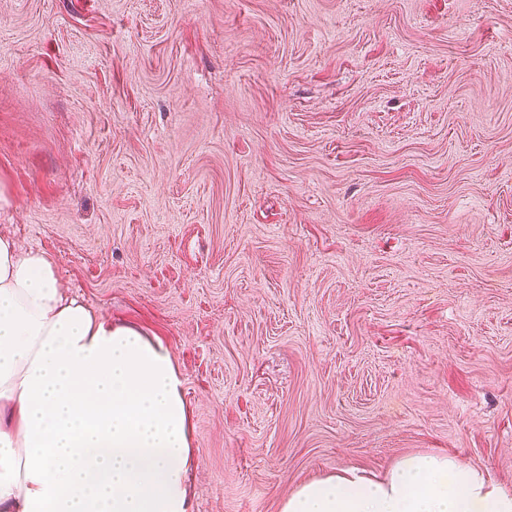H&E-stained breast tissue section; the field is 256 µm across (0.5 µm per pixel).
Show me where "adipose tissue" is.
<instances>
[{"label":"adipose tissue","mask_w":512,"mask_h":512,"mask_svg":"<svg viewBox=\"0 0 512 512\" xmlns=\"http://www.w3.org/2000/svg\"><path fill=\"white\" fill-rule=\"evenodd\" d=\"M191 465L170 351L0 236V512H188ZM282 512H512V491L423 453L380 478L342 469L303 484Z\"/></svg>","instance_id":"ef3b65f1"}]
</instances>
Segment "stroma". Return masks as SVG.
Listing matches in <instances>:
<instances>
[{"instance_id":"35a3bbf8","label":"stroma","mask_w":512,"mask_h":512,"mask_svg":"<svg viewBox=\"0 0 512 512\" xmlns=\"http://www.w3.org/2000/svg\"><path fill=\"white\" fill-rule=\"evenodd\" d=\"M0 235L171 351L189 512L512 490V0H0ZM282 512H512V491L452 455L423 453L381 478L341 469L303 484Z\"/></svg>"}]
</instances>
